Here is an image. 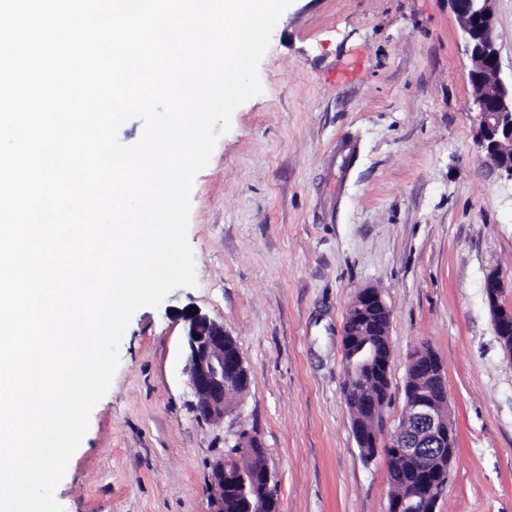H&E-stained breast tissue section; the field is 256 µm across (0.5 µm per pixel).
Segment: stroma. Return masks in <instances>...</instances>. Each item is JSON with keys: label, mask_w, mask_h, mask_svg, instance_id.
<instances>
[{"label": "stroma", "mask_w": 512, "mask_h": 512, "mask_svg": "<svg viewBox=\"0 0 512 512\" xmlns=\"http://www.w3.org/2000/svg\"><path fill=\"white\" fill-rule=\"evenodd\" d=\"M512 81V0H494ZM472 63L449 0H293L190 194L196 284L131 318L107 393L54 496L63 512H209L210 465L241 433L265 451L279 512H386L344 398L357 293L391 313L398 427L407 361L439 357L458 449L437 512H512V358L489 270L512 281V175L476 141ZM188 306L223 322L250 386L199 421L185 373ZM484 288L496 336L508 356L512 358V306L502 302L506 284L499 270L492 269L486 273Z\"/></svg>", "instance_id": "stroma-1"}]
</instances>
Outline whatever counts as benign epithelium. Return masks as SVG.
<instances>
[{"label":"benign epithelium","instance_id":"obj_1","mask_svg":"<svg viewBox=\"0 0 512 512\" xmlns=\"http://www.w3.org/2000/svg\"><path fill=\"white\" fill-rule=\"evenodd\" d=\"M448 2L459 19L472 61L470 110L477 114L476 141L483 161L512 175V85H505L497 77L493 0ZM484 288L496 336L512 359V306L502 302L506 284L499 270L486 273ZM191 311L190 315L185 311L181 314L189 385L197 397V417L215 421L228 411L226 387L243 381L247 371L237 346L228 344L232 336L224 331V323L195 307ZM352 311L354 322L344 328L343 350L348 377L358 378L345 390V401L350 409L359 406L363 410L352 418L354 435L365 452L382 455L389 466L398 460H414L422 466L423 478L408 483L405 495L388 501L387 512H436L458 447L442 363L434 352L426 350L409 358L402 422L382 439L381 434L370 430L366 419L376 414V393L362 388V382L367 376H388L391 353L377 349L371 337L389 335L391 314L380 294L371 288L358 292ZM239 458L238 452H225L213 462L208 484L210 512H224L227 493L242 497L252 494L257 497L256 512H278L268 471L227 473V465Z\"/></svg>","mask_w":512,"mask_h":512}]
</instances>
